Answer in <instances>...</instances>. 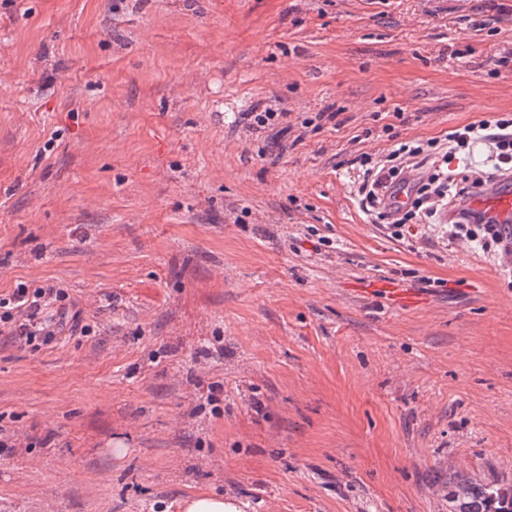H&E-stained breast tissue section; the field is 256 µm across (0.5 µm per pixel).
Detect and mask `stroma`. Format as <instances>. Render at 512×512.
<instances>
[{
    "mask_svg": "<svg viewBox=\"0 0 512 512\" xmlns=\"http://www.w3.org/2000/svg\"><path fill=\"white\" fill-rule=\"evenodd\" d=\"M510 52L512 0H0V295L66 288L87 327L0 335V512L512 482V255L388 236L351 165L512 113ZM287 117L286 113L276 112L271 107L254 108L253 112H245L244 119L247 121V127L255 132L273 131L283 118Z\"/></svg>",
    "mask_w": 512,
    "mask_h": 512,
    "instance_id": "stroma-1",
    "label": "stroma"
}]
</instances>
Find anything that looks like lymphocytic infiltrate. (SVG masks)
I'll list each match as a JSON object with an SVG mask.
<instances>
[{
    "label": "lymphocytic infiltrate",
    "mask_w": 512,
    "mask_h": 512,
    "mask_svg": "<svg viewBox=\"0 0 512 512\" xmlns=\"http://www.w3.org/2000/svg\"><path fill=\"white\" fill-rule=\"evenodd\" d=\"M479 141L492 146L485 169L463 174L452 169L458 154ZM353 163L359 169L354 195L360 209L373 223L384 225L392 237L400 238L411 225L438 223L449 198L474 193L496 177L512 173V114L455 128L443 142L401 140L387 154L364 152ZM402 189L411 197L403 206L395 202ZM448 234L478 243L486 251L497 247L512 252V235L466 211L449 225ZM66 299L65 289L55 285L16 288L9 297L0 298V334L33 345L51 343L67 330L76 331L78 323Z\"/></svg>",
    "instance_id": "f902f5d3"
}]
</instances>
